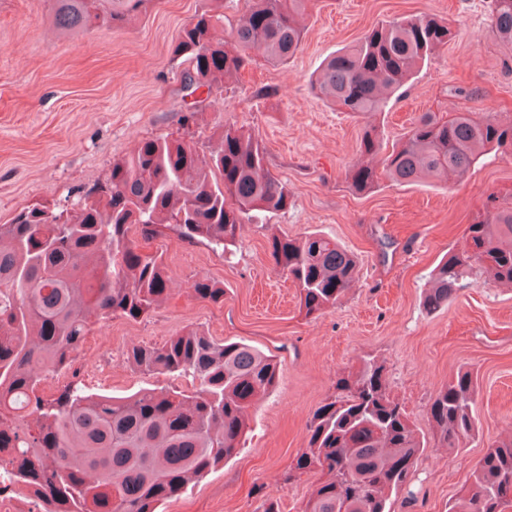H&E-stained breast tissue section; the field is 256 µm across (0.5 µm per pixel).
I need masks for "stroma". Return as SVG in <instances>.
Here are the masks:
<instances>
[{
  "instance_id": "stroma-1",
  "label": "stroma",
  "mask_w": 512,
  "mask_h": 512,
  "mask_svg": "<svg viewBox=\"0 0 512 512\" xmlns=\"http://www.w3.org/2000/svg\"><path fill=\"white\" fill-rule=\"evenodd\" d=\"M52 3L0 0V224L27 207L58 212L94 195L113 159L145 139L184 140L209 160L228 124L262 142L268 168L287 183L294 204L244 220L224 253L170 231L140 242L142 252L163 255L168 298L138 319L115 315L94 324L72 363L43 380L44 395L73 381L116 397L145 387L190 389L188 379L147 376L126 361L133 347L160 346L190 329L252 345L277 363V387L251 409L243 449L163 512H256L265 496L280 512H302L322 475L289 470L307 445L312 415L338 377L374 357L426 443L413 496L399 512H448L473 464L512 436V285L477 274L448 306L429 312L423 300L433 270L458 247L487 196L512 193V155H486L446 182L398 185L381 176L364 194L352 191L348 173L370 161L359 148L369 126L390 147L428 111L512 121V43L494 29L492 0H308L292 58L271 65L256 57L237 76L191 95L173 49L211 0H147L120 26L78 31L56 26ZM423 13L446 18L454 36L384 111L354 115L316 93L329 55L382 22ZM311 232L354 253L359 272L335 306L308 316L295 285L275 270L270 241ZM202 276L223 283V303L193 295L190 285ZM462 370L478 376L476 431L451 453L427 410Z\"/></svg>"
}]
</instances>
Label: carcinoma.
Masks as SVG:
<instances>
[{
	"label": "carcinoma",
	"mask_w": 512,
	"mask_h": 512,
	"mask_svg": "<svg viewBox=\"0 0 512 512\" xmlns=\"http://www.w3.org/2000/svg\"><path fill=\"white\" fill-rule=\"evenodd\" d=\"M145 2L55 0L54 17L63 28H111ZM306 2L247 0L229 42L215 37L222 15L206 9L182 29L174 54L189 62L185 75L199 87L248 66L257 46L269 62L284 63L300 48L296 17ZM493 23L512 42V0H493ZM452 35L448 22L433 15L386 21L328 59L314 89L347 112H381L388 93ZM380 149L377 130L365 131L360 151ZM491 149L512 151V123L490 114L445 119L423 112L382 164L399 184L460 177ZM211 162L214 178L198 167L194 146L145 139L115 159L97 196L78 200L67 217L33 206L0 224V483L42 499L46 512H158L239 453L250 409L278 383L272 357L191 329L127 354L141 374L191 379V392L153 388L113 397L90 394L78 381L51 398L41 392V371L66 367L94 321L114 314L138 319L164 299L168 267L162 255L139 250L132 229L144 239L171 230L182 241L205 240L224 251L243 217L292 206L288 185L269 171L265 148L244 128H224ZM376 179L369 165L349 172L358 193L371 191ZM270 257L298 288L307 316L336 305L358 271L352 254L316 233L273 237ZM476 268L512 284L511 196L487 197L484 218L467 225L459 247L436 267L425 309L448 304ZM192 288L202 301H224V287L210 277L195 279ZM477 393V376L466 370L431 399L428 416L445 447L455 450L474 435ZM423 448L390 396L383 365L364 359L357 372L337 378L294 460L293 472L326 476L305 512H396ZM509 490L512 437L489 447L448 512H507Z\"/></svg>",
	"instance_id": "cac0c4a2"
}]
</instances>
